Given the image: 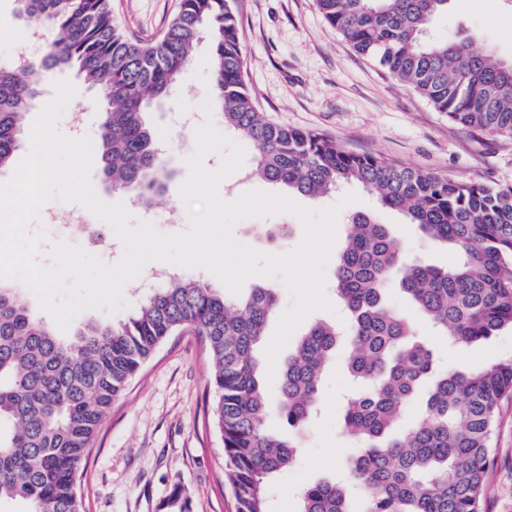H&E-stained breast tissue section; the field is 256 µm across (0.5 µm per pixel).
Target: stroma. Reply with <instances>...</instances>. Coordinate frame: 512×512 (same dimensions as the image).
Returning a JSON list of instances; mask_svg holds the SVG:
<instances>
[{"label": "stroma", "mask_w": 512, "mask_h": 512, "mask_svg": "<svg viewBox=\"0 0 512 512\" xmlns=\"http://www.w3.org/2000/svg\"><path fill=\"white\" fill-rule=\"evenodd\" d=\"M244 48L247 87L257 109L271 121L315 132L353 153H371L402 166L487 185H512V141L462 126L437 112L409 86L360 55L320 14L316 0H233ZM178 0H112L118 24L143 40L157 38L170 23ZM512 9L502 0H451L447 12L430 25L437 39L454 34L478 38L497 57H512ZM28 23L16 0H0V62L17 55L37 57L44 44L32 43ZM213 67L210 43L201 40L175 91L172 107L151 108L147 120L163 146L157 160L175 170V178L152 203L153 213L184 210L179 188L194 149L193 129L175 127L171 111L194 112L209 94ZM70 81L84 105V133L96 137L98 91L75 72L50 76V83ZM298 206L323 211L337 208L331 256L323 267L328 308L311 312L307 323L342 322L343 307L333 291L335 256L345 236L346 217L376 211L390 225L410 257L437 266L454 261L445 245L425 240L403 215L377 209L374 197L351 184L321 199L294 196ZM284 226V236L269 239L270 225ZM43 232L38 261L49 267L61 243L78 245L104 262L123 254L116 235L94 244L84 226L53 225L46 216L29 225ZM306 229L296 214L281 212L249 218L234 228L235 237L257 251L285 255L304 240ZM421 336L438 345L437 366L472 370L512 358V330L467 349L442 345L441 334L421 324ZM210 363L198 336L182 331L170 336L112 404L79 472L84 512H174L169 500L181 490L190 512H234V498L224 480V442L212 425L214 394ZM351 386L343 359L327 368L320 393V415L302 441L299 462L272 483L275 512H297L296 491L303 485L340 474L355 450L339 433L342 402ZM484 512H512V399L503 401L493 436V463L486 479Z\"/></svg>", "instance_id": "stroma-1"}]
</instances>
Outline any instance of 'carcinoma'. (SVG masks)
<instances>
[{
    "label": "carcinoma",
    "mask_w": 512,
    "mask_h": 512,
    "mask_svg": "<svg viewBox=\"0 0 512 512\" xmlns=\"http://www.w3.org/2000/svg\"><path fill=\"white\" fill-rule=\"evenodd\" d=\"M449 0H317L320 13L362 55L466 127L512 140V58L494 59L475 38L432 40L428 26ZM28 21L56 31L39 58L0 66V169L26 133L22 114L39 106L48 74L74 69L103 97L100 168L112 190L148 207L174 171L156 161L159 140L145 120L150 102L171 97L195 45L211 43V100L224 128L251 142L253 173L317 200L349 184L456 262L408 260L389 226L356 212L336 258L334 287L347 331L317 322L280 369V395L267 400L257 349L278 305L257 286L238 301L172 277L120 321L87 319L68 337L0 287V502L22 512H81L79 470L112 402L153 352L188 330L202 337L216 393L213 423L224 439V478L235 512H268L272 478L296 465L324 370L348 342L349 374L360 390L347 399L343 433L358 443L349 479L302 488L299 512H482L501 399L512 396V359L473 371L436 367L414 322L388 302L401 287L421 319L454 347L512 329V185L441 177L371 154H354L318 134L266 120L244 75L239 21L231 0H179L159 38L118 28L112 0H27ZM428 386L421 419L395 428L417 390ZM276 413L288 436L267 433Z\"/></svg>",
    "instance_id": "1"
}]
</instances>
